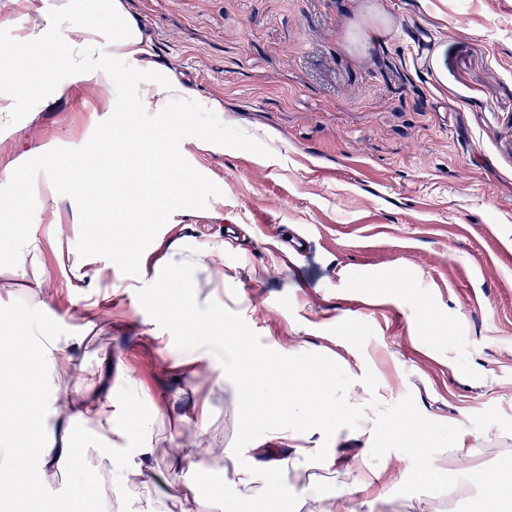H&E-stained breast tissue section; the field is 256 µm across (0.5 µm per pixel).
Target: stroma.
<instances>
[{"label": "stroma", "instance_id": "stroma-1", "mask_svg": "<svg viewBox=\"0 0 512 512\" xmlns=\"http://www.w3.org/2000/svg\"><path fill=\"white\" fill-rule=\"evenodd\" d=\"M125 3L150 40L149 79L192 89L172 105L193 106L191 126L168 145L192 188L164 199L168 222L142 239V265L91 279L84 204L42 156L75 155L102 105L86 86L23 98L5 142L23 156L30 212L56 209L67 232L28 229L56 278L53 312L0 265V281L14 282L0 292V327L73 337L87 374L125 394L130 414L158 417L152 466L199 436L244 452L257 436L241 425L242 388L180 365L196 342L145 287L172 248L223 243V275L198 271L172 298L195 297L223 313L228 335L317 371L336 402L368 386L387 402L359 405L332 434L307 431V446L335 449L336 470L307 463L282 500L259 501L260 485L243 488L227 459L187 458L181 483L238 512H282L300 488L357 487L364 454L388 477L358 512H479V487L452 502L429 474L455 468L448 424L467 429L473 466L512 468V0ZM108 299L120 318L83 333L86 305ZM391 416L424 446L373 448L370 429Z\"/></svg>", "mask_w": 512, "mask_h": 512}]
</instances>
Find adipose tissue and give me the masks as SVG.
Instances as JSON below:
<instances>
[{"label": "adipose tissue", "instance_id": "ef3b65f1", "mask_svg": "<svg viewBox=\"0 0 512 512\" xmlns=\"http://www.w3.org/2000/svg\"><path fill=\"white\" fill-rule=\"evenodd\" d=\"M43 2L38 9L34 0H12L16 9H38L43 23L18 33L11 50L0 55V126L13 125L21 100L31 95L51 98L69 86L87 84L106 97V112L98 119L99 134L84 143L78 156L56 161L51 169L52 174L79 185L83 196L104 204L84 225L91 248L109 258L90 271L93 279L104 281L113 269L137 258L132 244L146 221L158 215V198L182 189L175 175L176 161L166 150L167 143L180 136V128L169 126L155 132L142 127L137 115L170 111L173 102L190 89L176 79L163 84L146 79V72L154 66L150 43L124 0ZM63 18L76 22L64 49L54 34L55 24ZM36 43L51 45L47 58L32 56ZM112 56L133 61L126 80L138 87L134 97L124 98L114 81L108 62ZM115 112L126 113L124 124H113ZM4 169L14 180L15 191L0 198V236L17 241L6 256L17 272L32 270L37 303L47 310L53 304L56 280L39 262L35 247L23 241L26 227L16 221L27 195V172L16 160L7 161ZM223 261L224 248L215 244L199 243L169 253L151 281L153 298L167 299L168 287L184 282L194 270ZM36 341L38 346L33 349L12 333L0 334V372L7 361L19 358L42 379L37 393L22 388L0 393V470L36 474V482L29 487L36 512H56L54 500L44 489L65 469L73 475L68 488L72 512H93L97 503H111L116 512H125L130 493L151 479L141 461V444L152 431V420L128 417L122 394L97 389L87 376L76 373L68 338L41 333ZM257 362L253 350H243L232 372L248 402L242 426L259 436L250 456L235 458L234 463L240 485L248 489L263 482L264 498L276 500L283 478L308 461H317L325 470L335 467L333 449L305 448L297 440L312 424L330 431L344 412L316 391L315 372L292 364L283 375L279 362L270 360L260 375ZM447 435L459 476L481 491L483 512H512V470L487 474L472 467L468 432L452 426ZM116 438L124 440V447H113ZM22 442L28 447L24 454L17 451ZM184 461L182 454L173 455L165 479L173 494L151 512H172L176 503L184 504V512H235L224 497L205 504L192 486L180 484L178 472ZM89 469L99 476L91 497L81 480Z\"/></svg>", "mask_w": 512, "mask_h": 512}]
</instances>
